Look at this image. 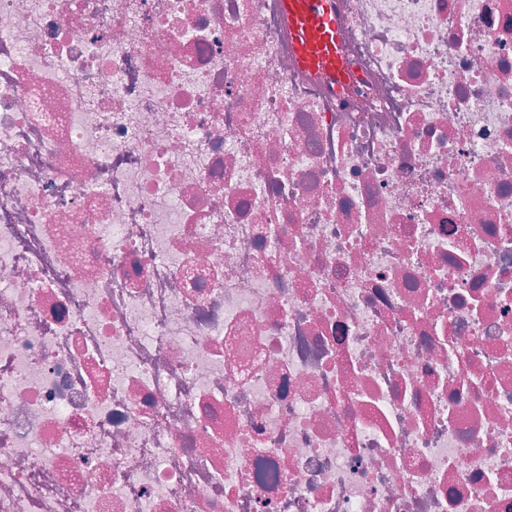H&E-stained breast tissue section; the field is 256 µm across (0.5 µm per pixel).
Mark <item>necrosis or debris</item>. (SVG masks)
<instances>
[{
    "label": "necrosis or debris",
    "mask_w": 512,
    "mask_h": 512,
    "mask_svg": "<svg viewBox=\"0 0 512 512\" xmlns=\"http://www.w3.org/2000/svg\"><path fill=\"white\" fill-rule=\"evenodd\" d=\"M0 0V512H512V0ZM295 69L336 96L352 80L343 59L338 0H278Z\"/></svg>",
    "instance_id": "4bbe7bcc"
}]
</instances>
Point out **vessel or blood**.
<instances>
[{
  "label": "vessel or blood",
  "instance_id": "b4317fda",
  "mask_svg": "<svg viewBox=\"0 0 512 512\" xmlns=\"http://www.w3.org/2000/svg\"><path fill=\"white\" fill-rule=\"evenodd\" d=\"M296 70L339 91L352 80L343 59L339 0H278Z\"/></svg>",
  "mask_w": 512,
  "mask_h": 512
}]
</instances>
